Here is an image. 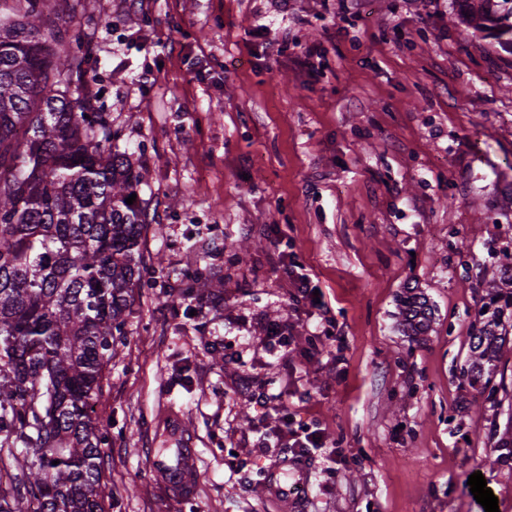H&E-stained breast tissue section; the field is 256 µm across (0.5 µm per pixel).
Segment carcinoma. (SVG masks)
<instances>
[{"label": "carcinoma", "instance_id": "1", "mask_svg": "<svg viewBox=\"0 0 512 512\" xmlns=\"http://www.w3.org/2000/svg\"><path fill=\"white\" fill-rule=\"evenodd\" d=\"M79 0H0V512H103L105 436L92 401L131 312L144 255L143 167L86 79L88 51L55 19ZM512 51V0H456ZM462 376L486 399L512 320V267L487 281ZM413 335L426 302L405 300ZM59 464H53V461Z\"/></svg>", "mask_w": 512, "mask_h": 512}]
</instances>
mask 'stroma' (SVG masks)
Wrapping results in <instances>:
<instances>
[{"label":"stroma","instance_id":"obj_1","mask_svg":"<svg viewBox=\"0 0 512 512\" xmlns=\"http://www.w3.org/2000/svg\"><path fill=\"white\" fill-rule=\"evenodd\" d=\"M82 3L88 76L148 178L145 265L95 404L104 512H275L247 369L338 454L334 477L309 464L301 512H483L460 486L478 471L512 512V335L496 403L461 375L479 269L512 263V52L452 0ZM199 273L210 292L172 305ZM410 282L435 310L418 340L397 322ZM283 319L285 359L263 344ZM187 437L183 497L151 454ZM186 448L179 449V463L176 468L168 466L159 456L152 457L154 472L165 486L175 489L178 493H185L192 489L196 472V450L192 441L185 440Z\"/></svg>","mask_w":512,"mask_h":512}]
</instances>
